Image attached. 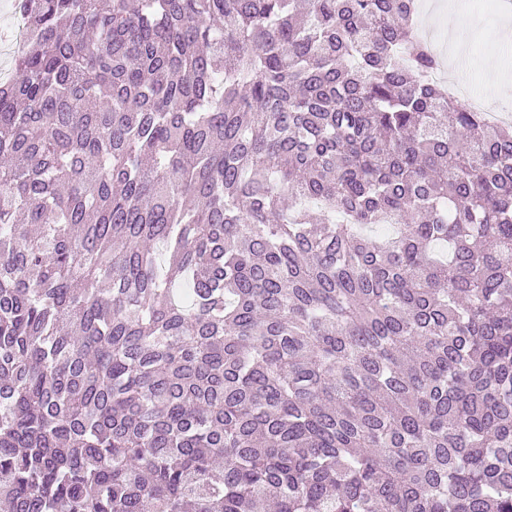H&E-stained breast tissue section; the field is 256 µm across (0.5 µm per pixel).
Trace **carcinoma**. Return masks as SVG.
I'll list each match as a JSON object with an SVG mask.
<instances>
[{"instance_id": "obj_1", "label": "carcinoma", "mask_w": 512, "mask_h": 512, "mask_svg": "<svg viewBox=\"0 0 512 512\" xmlns=\"http://www.w3.org/2000/svg\"><path fill=\"white\" fill-rule=\"evenodd\" d=\"M16 5L7 512H512V125L416 0Z\"/></svg>"}]
</instances>
